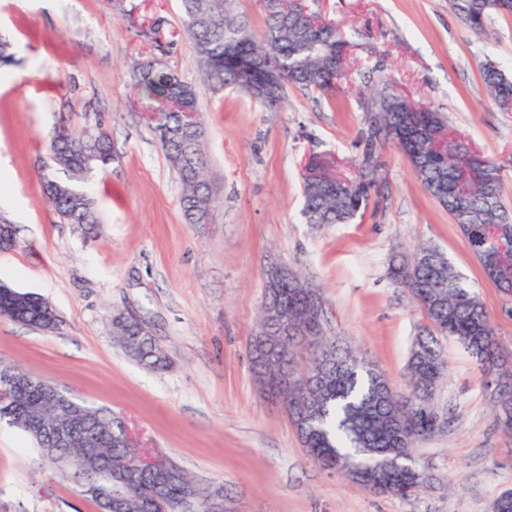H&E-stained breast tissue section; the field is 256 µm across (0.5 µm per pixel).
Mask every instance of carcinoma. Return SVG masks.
<instances>
[{
  "label": "carcinoma",
  "instance_id": "cac0c4a2",
  "mask_svg": "<svg viewBox=\"0 0 512 512\" xmlns=\"http://www.w3.org/2000/svg\"><path fill=\"white\" fill-rule=\"evenodd\" d=\"M186 31L194 56L205 76L223 86L245 90L243 57L259 56L265 64L283 74L286 81L303 90L329 95L352 82L348 44L335 23L323 15L321 0H262L266 26L257 34L249 22L234 10V0H182ZM463 6L475 12L469 28L482 32L491 14L501 12L498 0H467ZM135 81L144 82L143 91L154 96L168 112L167 132L159 133L168 160L176 167L183 193L182 216L188 224H207L214 198L207 181V158L202 148V121L185 123L183 113L197 111L195 90L172 70L152 63L135 69ZM483 82L493 101L512 94V79L494 63L483 67ZM379 112L380 121L392 128L393 137L381 136L366 127L362 131L364 149L356 160L353 178L310 177L303 174V214L309 224H341L364 211L376 187L379 156L385 145L394 143L409 159L422 186L458 225L478 259L484 274L490 260L482 256L489 246L493 228L512 225V211L501 199L505 166L486 158L474 168L467 186L452 189L470 163L472 148L464 138L448 129L441 113L406 96L393 93L387 82L375 90L365 111ZM447 129V139L436 140L423 131ZM112 161V143L102 132L63 128L49 146V161L42 174L43 189L60 220L78 224L87 232L101 223L90 195L78 186L84 175L104 168ZM64 176H59V173ZM393 280L407 288L431 329L417 342L408 363L407 395H392L388 379L350 350L336 343L310 351L308 365L320 368L313 386L290 403L289 419L312 459L330 468L339 459L357 462L353 482L371 486L376 466L392 464L411 448L399 416L408 404L419 405L420 425L431 430L437 415L431 407L432 391L445 370L437 337L452 336L475 359L480 369L497 377L496 413L512 416V364L501 355L492 320L479 297L463 282L448 260H430L409 269L404 260L390 267ZM311 287L288 282L276 290L279 304L292 332L289 352L274 361L279 371L303 375L295 364L296 348L305 331L316 324L304 292ZM0 316L41 330H53L57 318L44 299L13 288L0 291ZM114 336L139 363L154 370L168 367L169 359L135 318H112ZM93 423L99 453L85 456L80 445L72 444L53 452L51 464L61 474L73 468L99 473L107 461L112 470L126 475L133 487L123 512H176L184 481H171L166 498L157 497L162 477L126 448L124 423L104 408L85 406ZM7 417L12 427L30 437L38 448L52 441L49 424H70L67 412L50 410L37 390L15 385L0 390V419ZM418 491L410 474L391 477L388 494L403 499Z\"/></svg>",
  "mask_w": 512,
  "mask_h": 512
}]
</instances>
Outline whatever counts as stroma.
<instances>
[{
	"label": "stroma",
	"mask_w": 512,
	"mask_h": 512,
	"mask_svg": "<svg viewBox=\"0 0 512 512\" xmlns=\"http://www.w3.org/2000/svg\"><path fill=\"white\" fill-rule=\"evenodd\" d=\"M0 0V34L14 60L0 68V218L16 246L0 251V284L40 295L58 325L43 331L0 317V360L120 417L136 440L200 486L223 489L228 512H492L512 490V438L497 425L493 387L451 337L431 405L441 425L415 443L432 476L402 500L376 495L315 463L284 410L261 394L250 343L264 296L262 270L279 261L318 289L328 339L356 350L405 390L425 323L388 273L416 246L447 255L512 356V307L488 281L457 224L387 144L381 187L347 224H309L302 173L310 153L349 176L363 150L364 104L380 80L442 113L483 157L512 160V112L482 81L485 63L512 76V13L485 34L448 0H323L346 40L360 43L353 85L332 96L286 86L276 108L208 81L183 27L181 0ZM154 61L197 94L207 179L206 224L185 223L179 175L156 138L133 71ZM98 129L112 163L85 187L96 235L60 221L42 186L53 131ZM140 320L169 358L162 371L129 357L111 318ZM0 512H99L20 431L0 425Z\"/></svg>",
	"instance_id": "1"
}]
</instances>
